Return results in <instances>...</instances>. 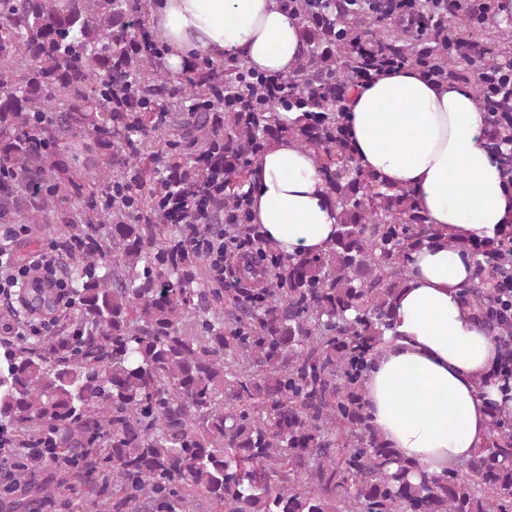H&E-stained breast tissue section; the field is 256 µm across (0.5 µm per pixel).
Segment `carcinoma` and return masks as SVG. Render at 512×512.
Wrapping results in <instances>:
<instances>
[{
  "instance_id": "cac0c4a2",
  "label": "carcinoma",
  "mask_w": 512,
  "mask_h": 512,
  "mask_svg": "<svg viewBox=\"0 0 512 512\" xmlns=\"http://www.w3.org/2000/svg\"><path fill=\"white\" fill-rule=\"evenodd\" d=\"M291 7L306 50L269 102L236 59L173 74L137 53L147 0H0V223L51 213L64 246L103 245L69 274L76 332L4 353L0 427L53 428L75 486L112 512H512L508 407L464 475L425 473L367 422L371 354L414 254L441 230L408 189L357 164L338 98L389 60L462 82L468 53L512 62L500 6L486 0L483 22L464 18L468 0ZM408 13L422 25L405 28ZM282 136L312 153L339 210L320 253L287 256L252 223V167ZM485 136L512 167V125L488 118ZM216 184L224 202L202 229L236 236L256 272L273 271L258 288L212 287L206 254L185 243L181 220ZM459 247L474 256L463 303L491 336H512L490 304L512 228ZM17 452L20 478L44 463Z\"/></svg>"
}]
</instances>
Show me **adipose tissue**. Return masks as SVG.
<instances>
[{
    "mask_svg": "<svg viewBox=\"0 0 512 512\" xmlns=\"http://www.w3.org/2000/svg\"><path fill=\"white\" fill-rule=\"evenodd\" d=\"M148 18L174 72L200 53L285 76L305 50L298 19L279 0H148ZM345 119L359 166L411 189L431 223L471 241L512 224V186L467 89L416 69L379 70L352 91ZM250 202L253 223L284 253H317L336 236L338 211L315 160L288 138L255 161ZM471 268L444 240L416 253L363 382L373 429L429 474L472 460L504 403L499 388H478L499 351L461 302Z\"/></svg>",
    "mask_w": 512,
    "mask_h": 512,
    "instance_id": "obj_1",
    "label": "adipose tissue"
}]
</instances>
